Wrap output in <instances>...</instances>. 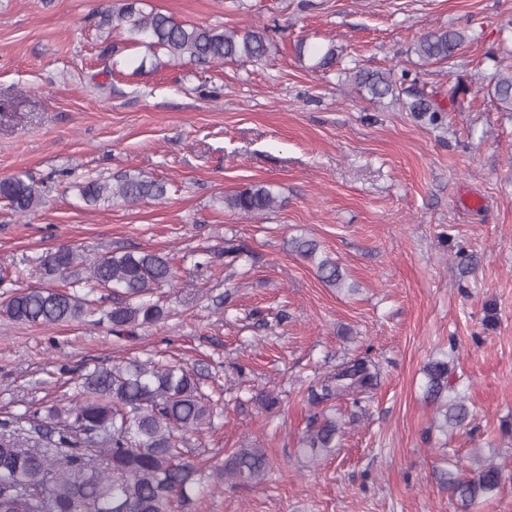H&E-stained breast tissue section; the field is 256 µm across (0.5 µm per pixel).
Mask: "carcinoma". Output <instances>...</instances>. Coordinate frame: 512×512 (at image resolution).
Segmentation results:
<instances>
[{"label": "carcinoma", "instance_id": "1", "mask_svg": "<svg viewBox=\"0 0 512 512\" xmlns=\"http://www.w3.org/2000/svg\"><path fill=\"white\" fill-rule=\"evenodd\" d=\"M98 27L123 30L135 44L162 49L171 60L205 65L226 59L255 63L265 59L270 40L264 30L220 28L175 21L161 12L146 13L139 0L99 13ZM464 37L454 30L423 35L415 51L424 61H445ZM355 85L379 99L395 93L390 73L358 71ZM501 107L512 112V71L495 78ZM88 205L120 198L129 203L161 199L167 184L141 175H125L111 184L92 179L79 185ZM39 186L19 176L0 180V200L25 214L42 202ZM277 202L273 188L258 184L224 197V205L244 214L270 209ZM291 246L316 263L322 281L339 286L345 278L336 261L318 257L314 240L294 238ZM79 255L70 248L46 252L50 272L72 273ZM175 281L170 259L150 251L104 255L88 265L83 281L88 293L110 290L111 308H98L87 296L52 288H27L0 304L9 319L53 326L85 317L112 325L121 335L137 326L153 325L167 312L147 300L154 290ZM448 362L435 360L425 368L426 398L444 402L442 427L463 425L466 405L448 396ZM375 364L365 358L339 364L308 394L314 406L347 398L358 404L377 385ZM204 374L152 360H130L97 367L84 374L65 405L45 407L44 416L0 419V512H192L198 497L226 483L245 486L262 479L270 466L261 448H236L212 472L191 459L189 435L211 426L218 401L202 392ZM336 419L313 416L299 440V451L312 460L336 447ZM502 470L490 463L460 479L448 475V490L469 505L491 498L499 489Z\"/></svg>", "mask_w": 512, "mask_h": 512}]
</instances>
